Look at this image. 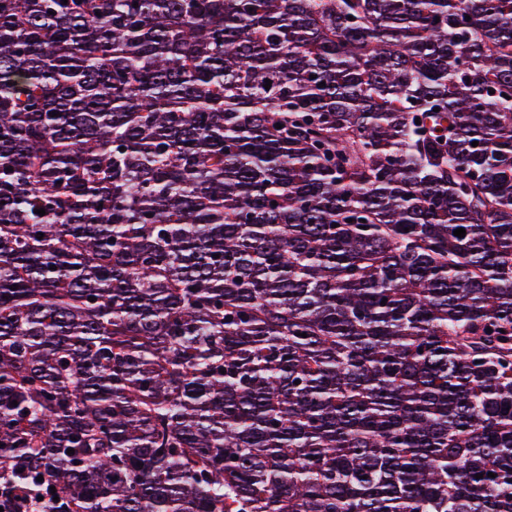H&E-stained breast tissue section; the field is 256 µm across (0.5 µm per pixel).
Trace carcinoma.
Listing matches in <instances>:
<instances>
[{"mask_svg":"<svg viewBox=\"0 0 512 512\" xmlns=\"http://www.w3.org/2000/svg\"><path fill=\"white\" fill-rule=\"evenodd\" d=\"M0 491L512 512V0H0Z\"/></svg>","mask_w":512,"mask_h":512,"instance_id":"cac0c4a2","label":"carcinoma"}]
</instances>
